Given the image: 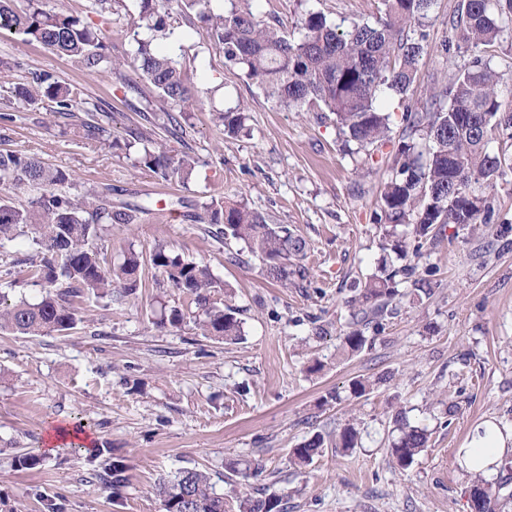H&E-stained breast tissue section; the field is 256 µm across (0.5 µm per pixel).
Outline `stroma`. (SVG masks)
I'll list each match as a JSON object with an SVG mask.
<instances>
[{
	"instance_id": "35a3bbf8",
	"label": "stroma",
	"mask_w": 512,
	"mask_h": 512,
	"mask_svg": "<svg viewBox=\"0 0 512 512\" xmlns=\"http://www.w3.org/2000/svg\"><path fill=\"white\" fill-rule=\"evenodd\" d=\"M258 3L291 31L307 10L345 26L375 23L380 0ZM457 4L436 0L428 15L421 81L445 80L454 70L441 44ZM160 47L183 62L192 85L211 92L214 105L249 109L248 127L236 136L217 132L208 110L194 112L187 143L199 164L185 188L140 167L141 144L108 148L84 138L74 120L19 107L0 88V109L15 111L13 123H0V151L74 173L80 188L107 194L113 209H148L137 223L103 225L95 240L111 261L131 247L139 253L135 295L83 298L84 322L61 334L0 332V512H163L159 482L187 467L210 474L228 512H237L235 494L246 486L277 493L288 512H471V476L459 449L483 427L512 431V174L492 190V248L447 226L414 260L418 274L432 276L431 297L403 299L372 348L341 356L338 336L350 320L345 301L353 283L396 261L382 249L378 198L402 141L401 116L417 96L390 95L391 140L365 148L334 121L277 109L243 68L225 65L192 21L174 25ZM0 57L16 64L12 83L47 70L89 101L109 104L118 137L147 123L144 101L132 89L134 71L123 83L91 75L11 35L0 37ZM213 197L240 201L305 237L308 282L270 283L244 244L192 222ZM159 246L208 263L232 283L243 342L201 334L194 304L150 263ZM230 251L241 253L242 263H228ZM175 309L183 319L174 326L168 318ZM316 359L323 371L308 373ZM359 376L374 389L349 398L348 385ZM401 411L433 431L406 472L388 451ZM82 422L94 445L125 457L126 486H106L108 456L55 441L57 428ZM348 423L360 429L361 448L346 456L325 449L301 469L290 464V448ZM34 449L44 453L43 464L16 467V456ZM229 459L261 472L233 473Z\"/></svg>"
}]
</instances>
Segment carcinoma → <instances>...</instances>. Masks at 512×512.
Listing matches in <instances>:
<instances>
[{
    "mask_svg": "<svg viewBox=\"0 0 512 512\" xmlns=\"http://www.w3.org/2000/svg\"><path fill=\"white\" fill-rule=\"evenodd\" d=\"M436 0H381L376 24H353L345 29L320 12L306 11L294 36L257 9L256 0H229L216 9L212 0H137L138 13L130 26L133 50L127 58L112 56L109 46L94 31L92 18L112 24V15L126 8L124 0H88L86 16L46 8L45 0H26L18 10L13 0H0V31L35 41L66 57L89 74L126 81L125 68L139 72L146 83V109L159 113L151 127L133 131L143 144L141 166L163 181L188 184L198 164L187 151L174 154L156 130L174 136L187 134L190 112L205 101L189 82L183 66L161 52L154 42L172 27V5L180 13L194 12L210 43L224 53L226 65L241 66L277 107L297 112L331 114L349 140L362 147L385 145L390 132L388 95L415 90L420 57L428 33L424 20ZM448 39L442 50L464 64L450 82L431 80L421 105L406 107L402 114L407 141L398 149L392 177L380 192V208L388 225L384 242L404 261L398 268L385 267L381 275L362 286L347 301L353 327L340 336L344 354L353 356L373 345L375 337L362 327L382 328L401 296L397 277L412 280L408 295L431 296L433 282L416 276L409 256H418L433 243L435 224H458L473 232L491 223L494 199L486 189L512 171V80L488 63L491 48L504 36L512 37V0H459L448 16ZM13 95L25 107L44 109L54 116L73 119L83 112L80 127L88 139L107 141L111 136V112L90 103L46 70L32 73L27 83L13 87ZM248 119L241 106L211 110L215 127L237 134ZM509 132L498 152L488 150L497 134ZM419 135L429 143L427 157L413 142ZM0 184L25 187L30 197L25 205L0 197V241H14L33 226L38 236L37 260L26 276L45 288L36 303H10L0 294V331L25 336L66 332L83 321L77 300L126 296L140 286L139 255L125 252L123 261L106 263L93 246L99 226L114 221L134 224L148 209L112 210V201L102 194L77 189L73 174L51 167L33 156L0 152ZM193 221L217 227L224 239L245 245L261 261V273L284 288L297 287L309 279L303 260L309 243L286 224H270L258 212L236 201L213 197L203 203ZM152 264L175 288L187 294L201 312L203 334L234 343L242 339L239 310L224 303L232 295L229 283L217 278L202 261H189L158 247ZM398 436L390 455L399 469L407 471L428 447L427 426L400 413L395 419ZM332 445L341 453L361 447L360 431L347 424L327 438L316 434L291 450L289 461L310 464ZM127 466L117 458L105 481L115 488L127 481ZM165 512H226L224 496L215 493L210 476L197 468H184L159 487ZM469 496L472 512H499L512 500V476L494 482L474 472ZM239 512H284L282 498L274 493L260 497L245 490L239 496Z\"/></svg>",
    "mask_w": 512,
    "mask_h": 512,
    "instance_id": "1",
    "label": "carcinoma"
}]
</instances>
